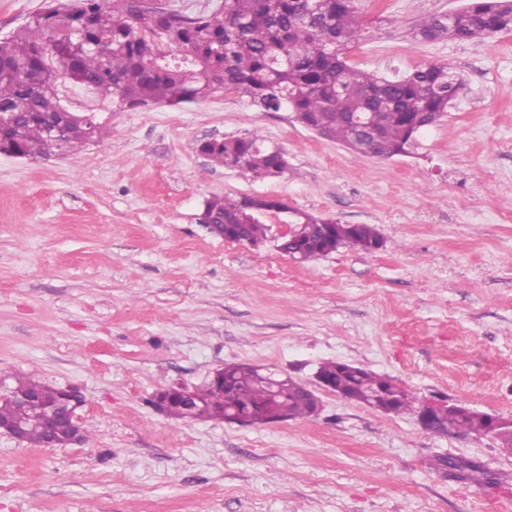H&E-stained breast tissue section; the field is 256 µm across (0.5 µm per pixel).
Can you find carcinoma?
Returning <instances> with one entry per match:
<instances>
[{"mask_svg":"<svg viewBox=\"0 0 512 512\" xmlns=\"http://www.w3.org/2000/svg\"><path fill=\"white\" fill-rule=\"evenodd\" d=\"M150 0H46L24 25L0 36V152L36 157L54 150L74 151L101 143L108 134L94 114L67 110L58 94L62 76L112 98V111L154 105L179 107L230 91L261 112H290L321 137L357 153L392 158L415 147L420 133L436 124L463 89V81L446 64H427L407 75L386 77L348 63L347 52L361 43L372 22L353 0H224L218 14L186 15L148 7ZM512 31V0H462L457 14L421 17L410 27L417 43L457 41L479 44L493 34ZM377 113V138L369 144L357 136L354 119ZM212 162L242 169L256 177H279L288 169L285 153L262 136L232 137L200 143ZM281 205L260 198L213 197L202 222L229 242H260L267 237L263 211ZM291 223L299 236H284L279 250L302 262L334 249L366 251L385 245L373 224H340L297 211ZM224 384L209 382L193 389L204 419L262 425L312 414L316 394L290 376H268L256 367L227 364ZM319 375L336 394L373 405L387 395L385 411L404 414L415 397L391 378L350 363L324 362ZM38 395L47 405L60 389L21 375L0 396V425L31 419L24 398ZM169 416H190L171 390L155 396ZM491 415L461 406L439 409L430 431L451 428L477 436L490 433ZM442 469L462 472L474 484L488 481L477 463L445 457Z\"/></svg>","mask_w":512,"mask_h":512,"instance_id":"cac0c4a2","label":"carcinoma"}]
</instances>
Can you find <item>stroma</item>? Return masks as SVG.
Here are the masks:
<instances>
[{"label": "stroma", "instance_id": "stroma-1", "mask_svg": "<svg viewBox=\"0 0 512 512\" xmlns=\"http://www.w3.org/2000/svg\"><path fill=\"white\" fill-rule=\"evenodd\" d=\"M458 5L354 0L381 25L350 64L441 62L465 78L406 156L355 153L231 92L112 112L59 81L67 108L106 118L109 134L70 154L0 155V381L33 373L78 390L86 439L48 448L0 433V512H512V454L488 437L437 435L323 389L318 415L259 426L177 421L151 404L231 362L314 386L329 360L512 420V32L479 45L406 35ZM253 133L284 151L282 176L198 150ZM225 195L373 224L386 246L300 263L277 247L276 212L264 245L227 242L201 222ZM440 456L491 478L460 480Z\"/></svg>", "mask_w": 512, "mask_h": 512}]
</instances>
